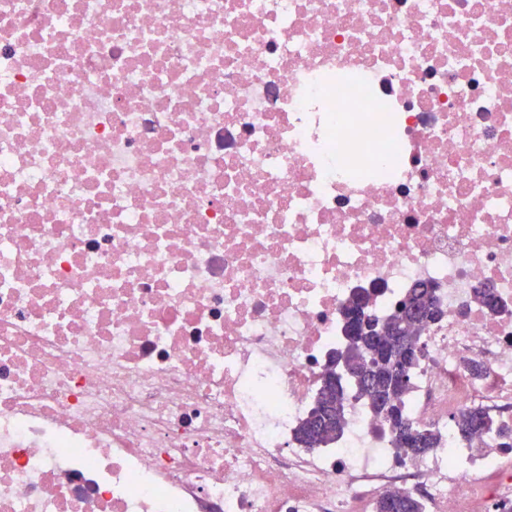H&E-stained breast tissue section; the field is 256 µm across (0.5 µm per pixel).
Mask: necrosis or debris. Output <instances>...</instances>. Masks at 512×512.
I'll return each mask as SVG.
<instances>
[{
    "label": "necrosis or debris",
    "mask_w": 512,
    "mask_h": 512,
    "mask_svg": "<svg viewBox=\"0 0 512 512\" xmlns=\"http://www.w3.org/2000/svg\"><path fill=\"white\" fill-rule=\"evenodd\" d=\"M418 283L439 447L353 397L303 447L344 308ZM471 406L512 426V0H0V512H512ZM494 421V417L483 409L466 410L455 417L457 432L465 439H469L474 434L477 423H487L486 425L492 426ZM374 512H422V503L405 492H388L376 499Z\"/></svg>",
    "instance_id": "obj_1"
}]
</instances>
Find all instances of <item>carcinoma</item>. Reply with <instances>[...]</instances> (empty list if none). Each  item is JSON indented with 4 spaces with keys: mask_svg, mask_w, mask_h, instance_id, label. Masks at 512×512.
<instances>
[{
    "mask_svg": "<svg viewBox=\"0 0 512 512\" xmlns=\"http://www.w3.org/2000/svg\"><path fill=\"white\" fill-rule=\"evenodd\" d=\"M417 309L422 313L415 322H408V314ZM356 315L359 323L367 330L361 336H347L348 343L344 351L336 353L333 361L344 359L351 364V376L346 378L355 394L370 404L374 415L390 431L393 445L409 457L424 456L438 447L439 435L430 429H419L405 415V397L412 377L419 363L409 358L410 348L420 344L425 329L439 319L440 311L434 299L430 285L421 283L410 289L400 298L393 311L383 321L370 316L366 310L351 304L345 310V319ZM398 326V336H380L378 324ZM373 386L385 395L386 408L376 403V397L367 392V386ZM336 397H331L327 388L320 389L324 402L316 403L310 416L297 430V439L306 448H319L339 437L343 426L345 391L341 382L332 386ZM478 423L489 426L494 417L483 409H470L455 417L458 434L468 439ZM374 512H422L421 501L405 492H388L378 497L374 503Z\"/></svg>",
    "mask_w": 512,
    "mask_h": 512,
    "instance_id": "obj_1",
    "label": "carcinoma"
}]
</instances>
